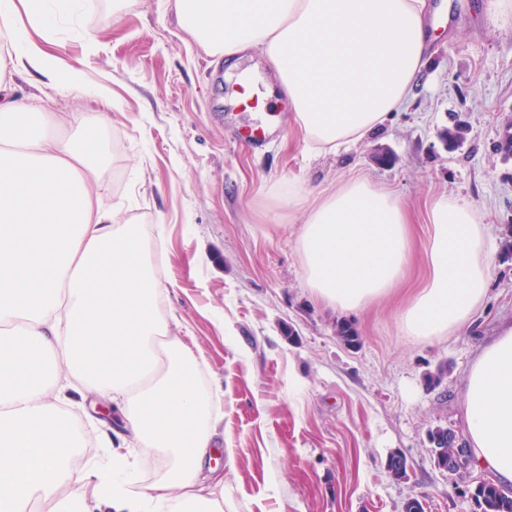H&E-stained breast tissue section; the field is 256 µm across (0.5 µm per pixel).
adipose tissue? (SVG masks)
<instances>
[{
  "label": "adipose tissue",
  "mask_w": 512,
  "mask_h": 512,
  "mask_svg": "<svg viewBox=\"0 0 512 512\" xmlns=\"http://www.w3.org/2000/svg\"><path fill=\"white\" fill-rule=\"evenodd\" d=\"M82 0H0V512H224V476L203 462L220 447V390L171 335L143 228L122 224L99 193L101 116L19 103L15 79L68 73L79 96L111 99L46 49ZM203 52L235 63L259 51L309 147L334 153L410 101L429 61L427 0H174ZM304 277L325 306L352 312L386 296L411 257L393 192L352 177L305 209ZM428 278L400 311L402 334L432 340L465 326L486 299L495 244L464 200L427 211ZM111 403L126 433L77 426L66 390ZM464 436L473 467L512 483V325L466 370ZM111 453L79 461L83 438ZM161 474L142 484L139 472Z\"/></svg>",
  "instance_id": "1"
}]
</instances>
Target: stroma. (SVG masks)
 <instances>
[{
  "mask_svg": "<svg viewBox=\"0 0 512 512\" xmlns=\"http://www.w3.org/2000/svg\"><path fill=\"white\" fill-rule=\"evenodd\" d=\"M173 0H123L111 28L87 9L77 30L50 51L87 78L107 79L111 102L77 97L32 78L21 97L51 112H111L104 130L109 167L102 193L120 222L143 225L145 248L163 240L155 272L174 336L202 356L224 401V512H475L473 466L448 475L434 466L430 429L463 432L459 386L469 362L512 323V257L496 251L487 298L466 328L421 340L397 316L425 278L426 205L436 196L468 201L496 243L512 239V159L497 143L512 124V16L495 20L488 0H449L430 61L408 105L380 129L336 154L310 150L280 106L278 131L247 151L235 139L251 115L224 102V64L179 26ZM464 142L448 149L445 129ZM391 189L406 210L413 259L387 297L343 313L311 295L296 249L300 217L275 206L288 184L307 206L349 177ZM354 323L357 347L336 337ZM444 367L441 385L427 382ZM407 475L387 471L392 453Z\"/></svg>",
  "mask_w": 512,
  "mask_h": 512,
  "instance_id": "stroma-1",
  "label": "stroma"
}]
</instances>
